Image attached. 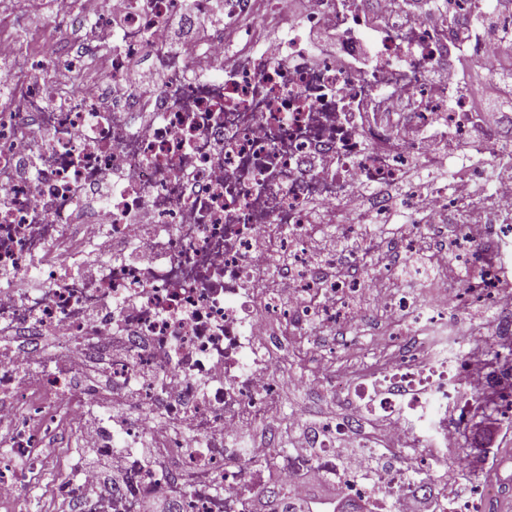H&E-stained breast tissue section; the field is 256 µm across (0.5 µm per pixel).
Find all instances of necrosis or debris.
<instances>
[{"label":"necrosis or debris","instance_id":"1","mask_svg":"<svg viewBox=\"0 0 512 512\" xmlns=\"http://www.w3.org/2000/svg\"><path fill=\"white\" fill-rule=\"evenodd\" d=\"M290 2L271 0L286 20L279 40L229 68L211 0H194L196 46L181 54L163 19L183 0H55L66 31H95L86 53L59 74L0 75L16 95L0 101V324L23 337L0 346V503L23 502L52 466L65 473L56 494L83 512H141L154 495L178 512H256L269 486L294 497L322 481L358 512H407L415 499L485 512L486 474L512 477L496 451L485 476L441 474L449 453H464L448 422L462 395L491 398L512 428V361L477 368L448 333L466 301L512 307V275L478 247L512 241V7L490 32L482 0H311L302 19ZM328 18L336 52L318 56L308 31ZM146 51L164 84L137 97L122 86ZM88 53L109 60L91 81ZM460 54L486 71L480 88L451 67ZM480 90L499 93L496 121L472 109ZM434 141L446 145L437 157ZM464 179L486 188L474 237L458 222ZM364 187L376 196L347 224L339 207ZM314 204L353 237L402 221L397 245L432 278L447 281L452 249L474 276L428 300L375 264L373 248L317 257ZM100 242L110 255L78 271ZM372 310L401 338L369 336L375 365L347 367L341 423L281 444L279 350L364 325ZM47 326L51 349L28 343ZM93 359L106 386L85 378ZM107 398L124 409L97 447L120 455L125 475L103 499L77 450L51 454L46 441L62 425L81 434Z\"/></svg>","mask_w":512,"mask_h":512}]
</instances>
